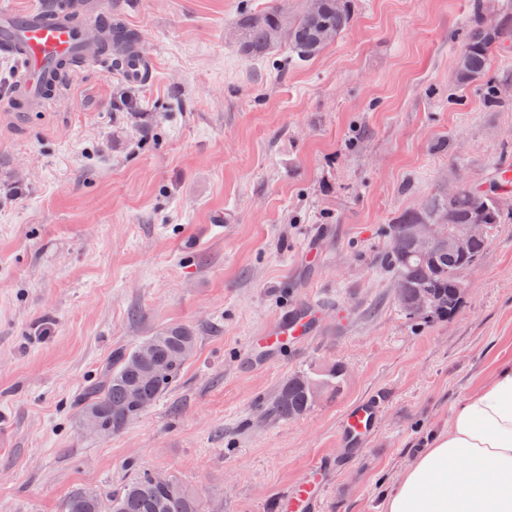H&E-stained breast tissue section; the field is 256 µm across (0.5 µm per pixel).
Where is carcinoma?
<instances>
[{
    "label": "carcinoma",
    "instance_id": "1",
    "mask_svg": "<svg viewBox=\"0 0 512 512\" xmlns=\"http://www.w3.org/2000/svg\"><path fill=\"white\" fill-rule=\"evenodd\" d=\"M318 4L315 11L304 6L290 23L274 8L261 15L245 16L244 51L260 55L283 39L294 60L312 59L333 43L349 22L344 0H318ZM511 39V29L477 16L456 58L459 81L467 83L486 76L494 57ZM499 193L497 185L486 189L466 185L458 189L452 201L432 197L423 208L404 214L391 225L390 245L380 262L393 280L404 284L398 301L405 315H412L415 295L425 292L431 298L426 315L454 316L463 288L460 274L480 260L489 242L487 236L475 242L467 256H459L444 246L421 256L413 243V225L432 221L453 231L461 224H483L489 232L506 218L496 203ZM196 343L192 329L170 326L144 337L129 351L113 354L101 380L83 398L84 422L93 423L99 434L107 436L138 418L178 380ZM341 376V369L333 366L324 372L288 378L272 402L271 414L285 420L303 416L313 405L309 384L315 382L328 388ZM64 512H204V505L186 493L177 480L169 477L160 482L156 475L143 473L131 478L116 493L75 491L68 497Z\"/></svg>",
    "mask_w": 512,
    "mask_h": 512
}]
</instances>
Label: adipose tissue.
<instances>
[{
	"label": "adipose tissue",
	"mask_w": 512,
	"mask_h": 512,
	"mask_svg": "<svg viewBox=\"0 0 512 512\" xmlns=\"http://www.w3.org/2000/svg\"><path fill=\"white\" fill-rule=\"evenodd\" d=\"M383 512H512V361L431 436L385 496Z\"/></svg>",
	"instance_id": "ef3b65f1"
}]
</instances>
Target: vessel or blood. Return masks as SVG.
<instances>
[{"label": "vessel or blood", "instance_id": "1", "mask_svg": "<svg viewBox=\"0 0 512 512\" xmlns=\"http://www.w3.org/2000/svg\"><path fill=\"white\" fill-rule=\"evenodd\" d=\"M112 37L101 0H82L72 8L69 0H51L49 5L18 14L0 8V52L16 63L15 77L7 99L10 108L39 112L61 88L59 76L88 66H107L111 60L104 46ZM120 68L133 81H146L151 64L140 42L121 44ZM311 325L309 315L290 312L267 332L265 345L276 348L289 337L299 336ZM379 406L366 400L344 417L341 435L356 443L374 425ZM317 498L314 485L294 487L279 500L281 512H309Z\"/></svg>", "mask_w": 512, "mask_h": 512}]
</instances>
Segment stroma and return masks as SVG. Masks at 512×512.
Segmentation results:
<instances>
[{
	"label": "stroma",
	"mask_w": 512,
	"mask_h": 512,
	"mask_svg": "<svg viewBox=\"0 0 512 512\" xmlns=\"http://www.w3.org/2000/svg\"><path fill=\"white\" fill-rule=\"evenodd\" d=\"M305 0H106L147 82L84 68L41 112L4 102L0 53V512H62L78 488L175 477L209 512H277L323 460L315 512H382L457 405L512 360V218L461 275L452 318L410 319L379 257L405 212L512 168V49L482 81L455 61L512 0H349L313 60L249 56L243 16ZM315 302L313 335L257 340ZM197 345L178 381L109 437L80 401L111 355L165 327ZM342 367L305 415L269 412L293 375ZM384 403L356 448L338 432Z\"/></svg>",
	"instance_id": "1"
}]
</instances>
